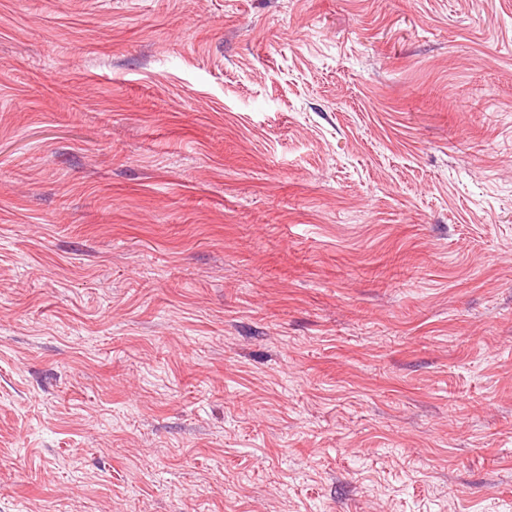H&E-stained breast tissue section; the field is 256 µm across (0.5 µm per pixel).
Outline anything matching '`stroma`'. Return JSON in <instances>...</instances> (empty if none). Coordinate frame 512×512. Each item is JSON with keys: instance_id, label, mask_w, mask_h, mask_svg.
I'll return each mask as SVG.
<instances>
[{"instance_id": "1", "label": "stroma", "mask_w": 512, "mask_h": 512, "mask_svg": "<svg viewBox=\"0 0 512 512\" xmlns=\"http://www.w3.org/2000/svg\"><path fill=\"white\" fill-rule=\"evenodd\" d=\"M0 512H512V0H0Z\"/></svg>"}]
</instances>
